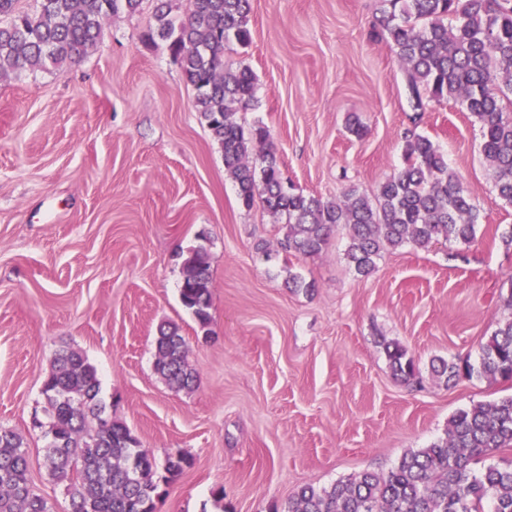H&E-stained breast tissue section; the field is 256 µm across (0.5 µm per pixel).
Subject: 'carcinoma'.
Returning a JSON list of instances; mask_svg holds the SVG:
<instances>
[{"mask_svg": "<svg viewBox=\"0 0 512 512\" xmlns=\"http://www.w3.org/2000/svg\"><path fill=\"white\" fill-rule=\"evenodd\" d=\"M16 0H0V76L81 59L105 35L109 17L139 11L143 0H35L15 13ZM251 0H192L188 17H170L169 0H156L149 38L166 43L196 90L195 107L224 153V166L246 207L259 203L284 221L282 250L320 254L335 229L346 230V259L371 274L382 253L435 242L469 245L479 213L448 159L427 136L406 138L404 163L373 196L352 187L338 201L290 191L263 125L245 127L237 110L253 99L248 68L224 66V50L251 41ZM380 36L406 76L409 104L453 99L480 125L484 162L499 196L512 204V0H382ZM182 304L209 334L211 280L207 252L183 263ZM394 375L416 380L406 350L385 344ZM155 371L172 389L189 390L197 375L177 325L159 327ZM434 376L445 385L477 375L512 379V319L498 324L482 347L479 365L438 359ZM44 456L48 474L66 484L71 512H156L166 486L190 461L169 457L164 466L120 421L107 416L97 369L80 351L58 353L45 376ZM512 447V396L457 411L444 437L404 453L386 473L363 471L328 487L305 485L280 512H512V464L487 460ZM24 441L0 427V512H52L28 480Z\"/></svg>", "mask_w": 512, "mask_h": 512, "instance_id": "1", "label": "carcinoma"}]
</instances>
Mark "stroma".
I'll return each instance as SVG.
<instances>
[{
	"instance_id": "35a3bbf8",
	"label": "stroma",
	"mask_w": 512,
	"mask_h": 512,
	"mask_svg": "<svg viewBox=\"0 0 512 512\" xmlns=\"http://www.w3.org/2000/svg\"><path fill=\"white\" fill-rule=\"evenodd\" d=\"M380 5L252 0L250 44L224 52L225 65L256 76L236 118L267 127L285 183L332 201L353 186L373 193L402 166L414 128L467 188L480 213L473 244L406 245L365 277L345 259V230L301 258L280 250L274 217L241 204L194 89L166 43L145 37L153 0L109 18L78 62L0 77V426L23 438L31 484L53 512H69V498L32 420L65 347L96 367L108 414L142 448L190 459L167 489L172 512H270L303 485L387 472L443 436L459 409L512 395L511 380L448 387L431 372L438 358L478 361L512 318V248L501 241L512 205L469 112L434 99L412 111L403 70L374 36ZM260 242L275 261L257 254ZM200 247L206 335L179 297L182 262ZM291 273L311 290L286 288ZM166 321L188 344L193 391L154 372ZM387 341L415 361L417 382L394 376Z\"/></svg>"
}]
</instances>
